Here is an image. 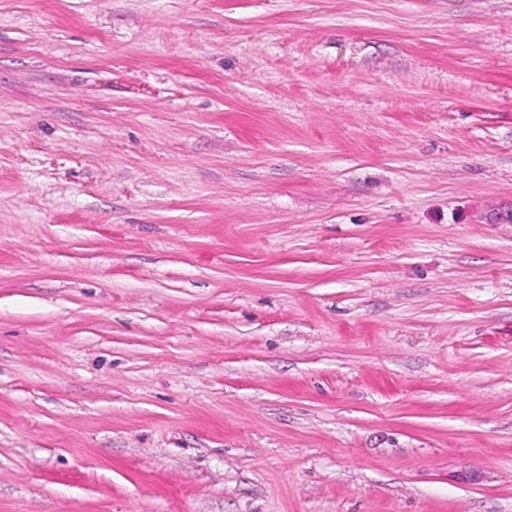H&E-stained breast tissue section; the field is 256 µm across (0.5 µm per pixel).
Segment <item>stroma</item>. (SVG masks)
Listing matches in <instances>:
<instances>
[{"label": "stroma", "instance_id": "stroma-1", "mask_svg": "<svg viewBox=\"0 0 512 512\" xmlns=\"http://www.w3.org/2000/svg\"><path fill=\"white\" fill-rule=\"evenodd\" d=\"M512 0H0V512H512Z\"/></svg>", "mask_w": 512, "mask_h": 512}]
</instances>
